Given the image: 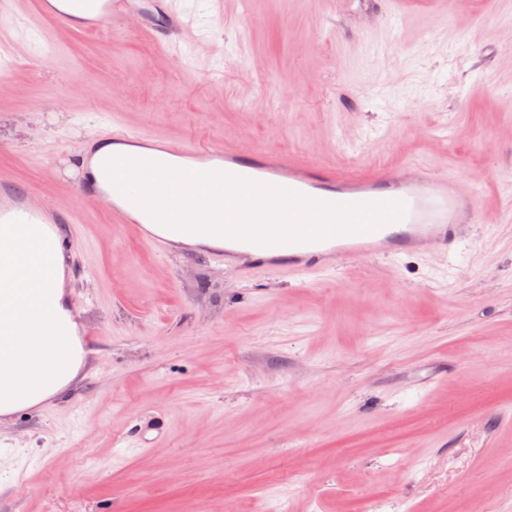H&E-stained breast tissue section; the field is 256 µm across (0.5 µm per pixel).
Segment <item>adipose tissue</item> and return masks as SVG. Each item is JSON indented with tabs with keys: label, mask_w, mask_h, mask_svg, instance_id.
<instances>
[{
	"label": "adipose tissue",
	"mask_w": 512,
	"mask_h": 512,
	"mask_svg": "<svg viewBox=\"0 0 512 512\" xmlns=\"http://www.w3.org/2000/svg\"><path fill=\"white\" fill-rule=\"evenodd\" d=\"M65 254L47 224L0 225V415L62 393L84 362L77 324L64 289Z\"/></svg>",
	"instance_id": "1"
}]
</instances>
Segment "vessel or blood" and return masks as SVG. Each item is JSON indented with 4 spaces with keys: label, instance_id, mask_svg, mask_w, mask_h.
Here are the masks:
<instances>
[{
    "label": "vessel or blood",
    "instance_id": "b4317fda",
    "mask_svg": "<svg viewBox=\"0 0 512 512\" xmlns=\"http://www.w3.org/2000/svg\"><path fill=\"white\" fill-rule=\"evenodd\" d=\"M38 18L76 32L106 33L116 29L145 33L158 44L175 46L186 30L171 0H36ZM93 142L157 144V163L183 168L185 160H201V172H223L254 182L291 190L309 198L339 204L399 200L404 216L377 230L345 233L326 239L283 244H258L228 237L225 266L247 275L260 268L298 277L343 269L346 263L377 257L419 254L447 248L460 239L480 215L474 188L455 175L434 174L403 165L371 175H344L332 168H314L298 157L275 150L221 151L207 145L172 141L133 130L109 129L92 134ZM105 155L84 152L76 192L85 201L104 203L116 224H149L153 218L122 195L106 175ZM71 207L37 202L14 178L0 174V224H72Z\"/></svg>",
    "mask_w": 512,
    "mask_h": 512
}]
</instances>
